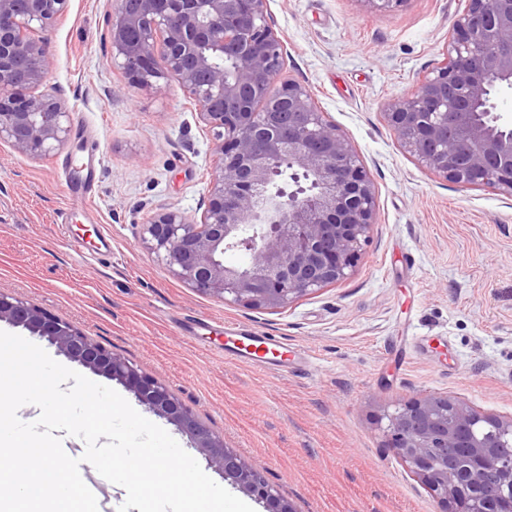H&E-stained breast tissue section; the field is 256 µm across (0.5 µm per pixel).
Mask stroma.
I'll return each mask as SVG.
<instances>
[{
    "mask_svg": "<svg viewBox=\"0 0 512 512\" xmlns=\"http://www.w3.org/2000/svg\"><path fill=\"white\" fill-rule=\"evenodd\" d=\"M466 0H404L374 14L360 0H266L284 77L302 82L360 153L376 222L354 272L285 309L201 295L139 242L162 207L208 205L214 139L176 79L130 83L112 52L113 0H70L33 35L55 67L40 85L64 99L74 139L38 161L0 142V291L71 322L165 384L295 512H441L433 492L386 446L385 408L448 395L512 418V201L452 183L406 154L385 106L443 58ZM94 160L88 207L70 188ZM281 336L309 356L273 373L186 336L180 318ZM173 436L212 479L189 438L122 384L92 370Z\"/></svg>",
    "mask_w": 512,
    "mask_h": 512,
    "instance_id": "35a3bbf8",
    "label": "stroma"
}]
</instances>
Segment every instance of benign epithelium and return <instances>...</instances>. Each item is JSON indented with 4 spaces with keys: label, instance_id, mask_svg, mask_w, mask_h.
<instances>
[{
    "label": "benign epithelium",
    "instance_id": "1",
    "mask_svg": "<svg viewBox=\"0 0 512 512\" xmlns=\"http://www.w3.org/2000/svg\"><path fill=\"white\" fill-rule=\"evenodd\" d=\"M69 0H0V142L31 159L70 139L68 111L30 95L54 60L31 37ZM112 50L131 83L178 80L216 139L209 203L200 216L161 208L139 242L191 290L252 309L286 308L348 278L375 221L376 189L357 149L308 88L283 80L286 51L266 0H117ZM512 90V0H467L443 62L385 117L401 147L453 183L512 200V121L496 97ZM249 255L240 267L224 252ZM47 339L74 362L119 381L190 437L231 482L269 508L295 512L263 471L224 444L169 389L71 323L0 291V322ZM387 446L436 495L442 512H512V418L448 395L386 411Z\"/></svg>",
    "mask_w": 512,
    "mask_h": 512
}]
</instances>
